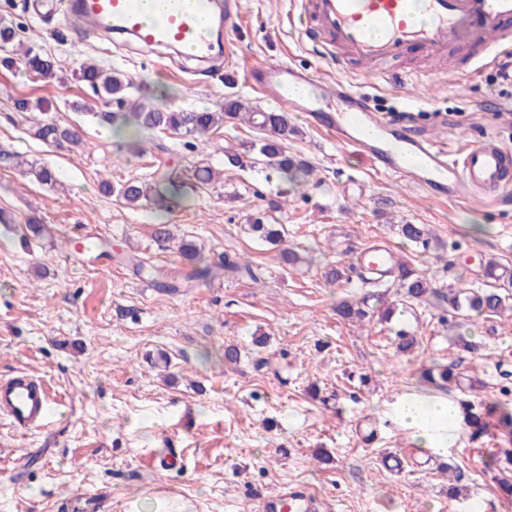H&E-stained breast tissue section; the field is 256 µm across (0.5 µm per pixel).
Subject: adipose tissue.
<instances>
[{
  "mask_svg": "<svg viewBox=\"0 0 512 512\" xmlns=\"http://www.w3.org/2000/svg\"><path fill=\"white\" fill-rule=\"evenodd\" d=\"M392 418L411 430L417 445L443 457L464 429L462 410L449 397L423 398L410 396L397 401Z\"/></svg>",
  "mask_w": 512,
  "mask_h": 512,
  "instance_id": "adipose-tissue-1",
  "label": "adipose tissue"
}]
</instances>
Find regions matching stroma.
<instances>
[{"label": "stroma", "mask_w": 512, "mask_h": 512, "mask_svg": "<svg viewBox=\"0 0 512 512\" xmlns=\"http://www.w3.org/2000/svg\"><path fill=\"white\" fill-rule=\"evenodd\" d=\"M240 21L229 39L234 62L214 74L199 62L171 56L149 64L148 53L124 42L89 39L65 19L55 0H0V18L24 27L30 46L49 56L57 80L0 66V151L48 165V186L0 166V380L22 369L52 389L49 417L36 430L0 426V512H58L60 501L97 512L126 503L170 498L194 512H258L260 496L301 486L335 512H512L484 463L490 438L460 435L446 459L422 453L389 410L401 396L421 394L422 367L457 365L475 388H452L458 402L512 404V312L442 319L427 305L396 312L387 322H348L336 313L347 295L398 288L362 283L350 264L375 245L394 249L414 274L444 288H484L483 262L512 267V194L492 205L429 198L373 171L366 158L337 145L296 113L288 151L313 170L307 184L286 189L278 176L223 164V152L249 158L258 132L238 119L214 127L187 147L182 134L118 138L82 121L103 103L79 81L88 61L130 77L131 96L162 110L222 111L230 99L262 112L277 103L246 85L250 67L283 62L318 70L323 88L336 81L367 94L384 112L411 113L414 123L446 135L457 150L491 133L512 147V80L497 64L457 79L420 56L360 73L356 62L329 67L305 43L298 0H237ZM405 73L403 87L389 83ZM41 102L44 118L82 124L81 146L59 147L34 135L19 100ZM221 175L196 185V167ZM187 174L188 200L167 213L174 238L158 241L150 207L132 208L104 193L102 180L150 179L156 170ZM50 235L24 246L29 217ZM281 224L286 246L311 263L280 264L270 246L244 232L254 221ZM423 224L429 247L403 243L397 227ZM87 233L113 252L134 254L169 277L190 268L177 253L184 237L202 255L250 260L253 277L226 275L170 294L133 268L74 252L71 238ZM347 272L331 283L328 263ZM413 328L410 354L395 353L394 332ZM478 344L454 342L460 326ZM242 350L238 365L224 348ZM326 453L331 461L317 463ZM462 493L448 495L449 483Z\"/></svg>", "instance_id": "obj_1"}]
</instances>
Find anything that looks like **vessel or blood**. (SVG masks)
Segmentation results:
<instances>
[{
  "instance_id": "1",
  "label": "vessel or blood",
  "mask_w": 512,
  "mask_h": 512,
  "mask_svg": "<svg viewBox=\"0 0 512 512\" xmlns=\"http://www.w3.org/2000/svg\"><path fill=\"white\" fill-rule=\"evenodd\" d=\"M422 8L426 23L414 22ZM66 18L79 21L90 34H114L149 50H183L203 61L232 54L228 33L238 10L234 0H166L153 18L144 14V0H64ZM304 35L318 56L343 64L362 65L418 48L445 54L449 45L476 48L471 68L490 64L512 50V0H301ZM249 84L290 112L319 123L343 147L363 153L377 173L393 176L437 198L498 200L512 189V150L487 136L460 153L445 143L414 133L408 118L383 113L364 95L337 83L330 98L336 109L323 111L325 97L301 94L316 84L310 70L278 62L252 67ZM355 263L377 280L397 266L392 251L373 245ZM50 406L42 382L24 372L0 381V419L8 424L41 427ZM260 512H325L326 506L305 491L286 487L260 499Z\"/></svg>"
}]
</instances>
